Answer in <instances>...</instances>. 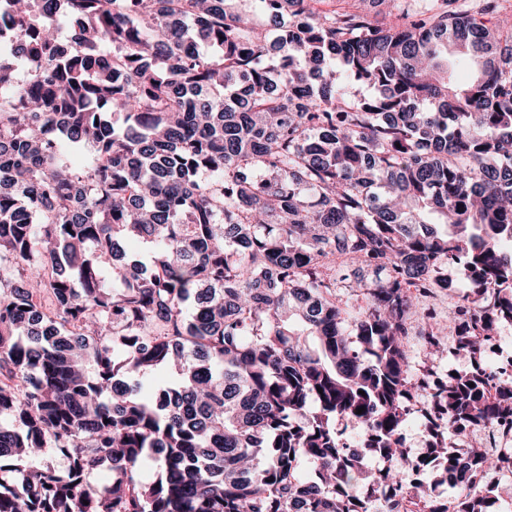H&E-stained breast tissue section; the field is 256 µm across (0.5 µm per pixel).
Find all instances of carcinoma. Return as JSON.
Returning <instances> with one entry per match:
<instances>
[{
	"label": "carcinoma",
	"instance_id": "obj_1",
	"mask_svg": "<svg viewBox=\"0 0 512 512\" xmlns=\"http://www.w3.org/2000/svg\"><path fill=\"white\" fill-rule=\"evenodd\" d=\"M249 2L0 0V512H499L456 439L512 420V14ZM411 336L471 361L423 458ZM404 434L408 445H411L414 454H418V448L414 447L421 443L424 438L427 439L424 418L418 414H410L404 425Z\"/></svg>",
	"mask_w": 512,
	"mask_h": 512
}]
</instances>
